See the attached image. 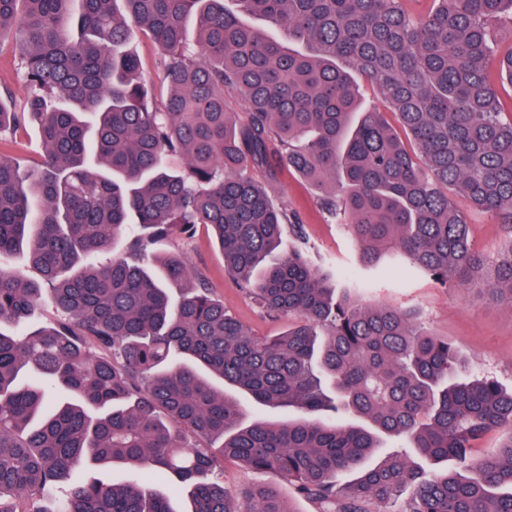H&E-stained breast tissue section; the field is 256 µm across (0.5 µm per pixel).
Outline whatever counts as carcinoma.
I'll return each instance as SVG.
<instances>
[{"instance_id": "cac0c4a2", "label": "carcinoma", "mask_w": 512, "mask_h": 512, "mask_svg": "<svg viewBox=\"0 0 512 512\" xmlns=\"http://www.w3.org/2000/svg\"><path fill=\"white\" fill-rule=\"evenodd\" d=\"M225 2L0 0L26 86L19 109L0 101V136L33 119L43 141L29 171L0 152V257L40 275L0 266V512H174L152 474L191 512H289L268 486L226 491V460L287 479L317 512H512V388L461 379L417 310L365 301L355 275L336 287L259 180L288 164L367 270L402 260L512 305V120L487 76L494 60L512 86L491 29L512 0H435L423 17L405 0ZM140 35L164 99L130 48ZM360 76L416 151L363 106ZM454 193L508 229L496 258L471 247ZM200 225L286 330L254 334L181 255L151 251ZM46 292L54 325L15 330ZM235 391L286 416L250 418ZM492 434L497 452L476 454ZM384 437L452 470L400 453L371 466ZM116 465L122 485L72 480Z\"/></svg>"}]
</instances>
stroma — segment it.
<instances>
[{
    "instance_id": "35a3bbf8",
    "label": "stroma",
    "mask_w": 512,
    "mask_h": 512,
    "mask_svg": "<svg viewBox=\"0 0 512 512\" xmlns=\"http://www.w3.org/2000/svg\"><path fill=\"white\" fill-rule=\"evenodd\" d=\"M26 87L20 73L19 54L13 42L0 45V100L6 105L22 103ZM274 197L300 215L316 263L344 272L359 268L358 252L341 225L335 224L316 202L311 187L288 168H281L274 182ZM455 204L470 225L473 248L488 255L504 245L507 233L495 217L476 210L464 196ZM154 251L163 255L179 252L189 268L203 275L215 297L253 332L270 336L288 326L287 319L263 315L224 269V258L206 228L192 237L158 243ZM370 288L366 299L393 307L422 311L426 325L448 337L465 358L469 372L497 379L512 386V309L471 302L464 289L439 287L430 277L394 264H383L364 272ZM268 485L292 512H316L310 501L297 496L288 481L249 469L235 462L224 464V486L237 491L246 486Z\"/></svg>"
}]
</instances>
